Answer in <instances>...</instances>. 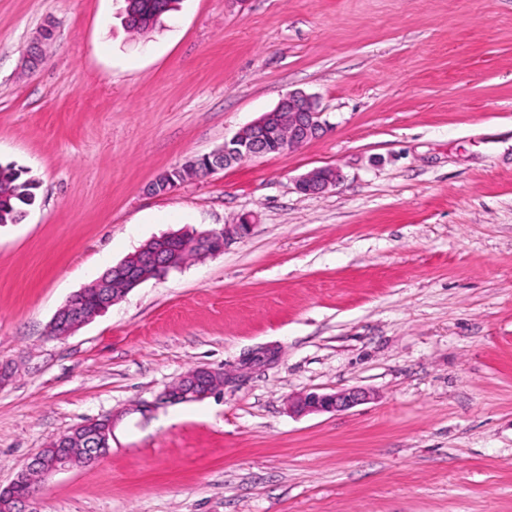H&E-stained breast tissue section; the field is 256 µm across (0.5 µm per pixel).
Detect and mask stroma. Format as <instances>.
<instances>
[{
  "label": "stroma",
  "instance_id": "1",
  "mask_svg": "<svg viewBox=\"0 0 512 512\" xmlns=\"http://www.w3.org/2000/svg\"><path fill=\"white\" fill-rule=\"evenodd\" d=\"M123 13L0 0V163L40 183L0 226V489L111 413L106 458L34 512H512V0H183L146 36ZM295 89L323 136L149 191ZM324 166L336 188L296 191ZM247 214L223 253L50 336L147 240ZM264 345L279 361L240 370ZM197 367L237 378L169 423ZM353 387L369 400L288 410ZM369 395L360 389H344L334 393L311 392L292 400L288 409L295 415L316 412H341L368 400Z\"/></svg>",
  "mask_w": 512,
  "mask_h": 512
}]
</instances>
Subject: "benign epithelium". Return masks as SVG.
<instances>
[{"instance_id":"obj_1","label":"benign epithelium","mask_w":512,"mask_h":512,"mask_svg":"<svg viewBox=\"0 0 512 512\" xmlns=\"http://www.w3.org/2000/svg\"><path fill=\"white\" fill-rule=\"evenodd\" d=\"M326 129L323 112L316 97L300 90L284 95L270 112L245 126L222 149L212 153L209 170L224 168L245 157L269 154L268 143L275 141L290 149L299 148L320 137ZM341 181V172L335 167L317 168L296 181V189L305 195H318L335 187ZM251 216L246 215L235 224H226L191 237L172 236L183 247L193 250L196 256L216 255L224 252L229 242L250 234ZM183 265V251L162 253L143 246L133 259L104 272L57 310L50 325V335L65 338L101 314L124 297V289L111 287L110 278L118 277L128 286H138L148 280ZM280 354L277 346L256 349L243 360V367L270 364ZM236 374L230 371H213L199 367L187 373L163 399L170 402L200 400L216 389L232 383ZM369 395L360 389H344L334 393L311 392L291 401L288 409L295 415L316 412H341L368 400ZM113 417L102 415L85 420L66 434L50 443L43 454L36 455L14 482L0 490V498L8 501L10 512H32L31 504L39 497L34 482L39 477L49 478L75 464L93 465L109 451L112 439Z\"/></svg>"}]
</instances>
